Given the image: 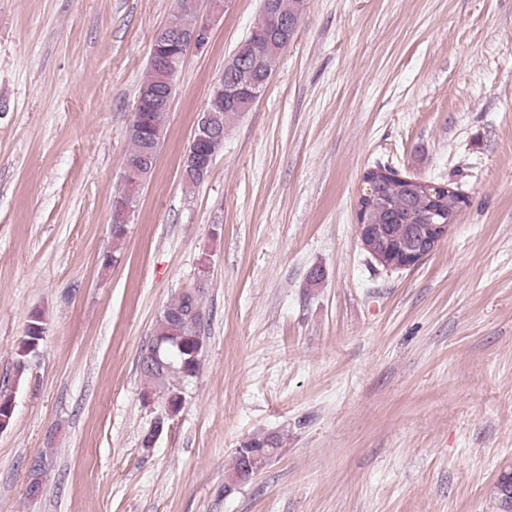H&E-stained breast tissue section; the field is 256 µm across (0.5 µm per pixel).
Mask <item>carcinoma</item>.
<instances>
[{
	"label": "carcinoma",
	"mask_w": 512,
	"mask_h": 512,
	"mask_svg": "<svg viewBox=\"0 0 512 512\" xmlns=\"http://www.w3.org/2000/svg\"><path fill=\"white\" fill-rule=\"evenodd\" d=\"M276 14L267 9L260 11L258 21L252 31L239 45L247 64L238 71L234 80L243 90L264 86L266 70H276L280 53L275 47L285 39L293 37L303 11L305 0H272ZM194 17L185 10H177L169 20L171 31H187L193 27ZM243 112L240 104L224 101L217 111L221 126L230 125ZM127 134L129 148L125 157L134 159L151 148L160 152L162 142L153 143L150 136L142 134L135 123H130ZM379 205L367 206L366 223L370 224L373 241L378 246L388 244L391 249L403 255L415 250L416 230L422 227L425 219L433 217L442 222L451 213L460 211L467 205V197L452 191L445 199L437 202L423 192L417 191L407 182L375 174ZM205 312L199 295L182 292L164 307L155 326L154 337L142 359L153 358L159 352L164 361L163 368L140 364L141 372L150 388L158 391L175 390L172 380L186 381L196 377L200 370L202 344L205 342L203 324ZM46 323L41 313H34L26 326L25 336L20 341L15 362V373L23 374L28 358L36 353L42 341ZM282 440L277 434H266L243 442L233 455V472L238 473L243 465V453L254 458L257 471H263L281 448ZM496 496L499 512H512V472L500 475L496 483Z\"/></svg>",
	"instance_id": "1"
}]
</instances>
